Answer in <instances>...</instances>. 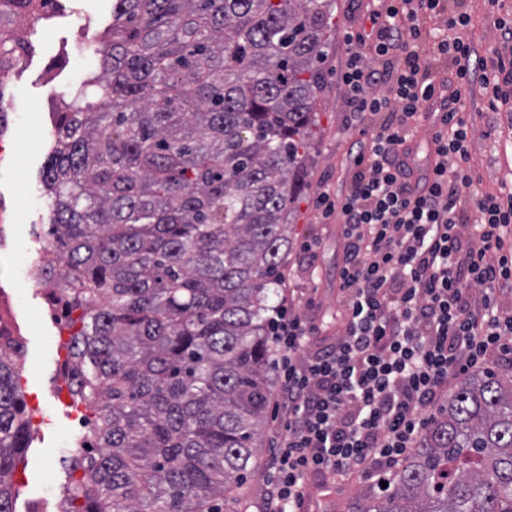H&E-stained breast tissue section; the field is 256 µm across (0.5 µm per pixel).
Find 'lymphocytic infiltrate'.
<instances>
[{"mask_svg":"<svg viewBox=\"0 0 512 512\" xmlns=\"http://www.w3.org/2000/svg\"><path fill=\"white\" fill-rule=\"evenodd\" d=\"M440 0H388L371 18L375 41L346 33L341 73L351 120L365 139L347 193L318 199L339 214L345 239L339 288L345 329L318 345V327L281 309L272 335L279 351L276 407L283 436L263 481L269 512H304L311 477L358 472L388 481L426 430L443 392L459 377L512 363V192L474 189L465 168L469 126L465 96L480 83L489 105L512 98V58H475L461 35L471 16L444 22L451 37L425 50L422 19ZM400 51L397 68L380 71L367 52ZM455 71L448 93L434 92V61ZM386 95H378V86ZM439 99L434 161L424 174L408 144L424 103ZM385 112L380 126L367 117Z\"/></svg>","mask_w":512,"mask_h":512,"instance_id":"1","label":"lymphocytic infiltrate"}]
</instances>
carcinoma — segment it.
Returning a JSON list of instances; mask_svg holds the SVG:
<instances>
[{"instance_id": "1", "label": "carcinoma", "mask_w": 512, "mask_h": 512, "mask_svg": "<svg viewBox=\"0 0 512 512\" xmlns=\"http://www.w3.org/2000/svg\"><path fill=\"white\" fill-rule=\"evenodd\" d=\"M333 32L331 0H112L103 76L58 113L30 270L93 411L59 512H214L258 472ZM23 358L0 327V512L29 444ZM371 512H512V376L462 377Z\"/></svg>"}]
</instances>
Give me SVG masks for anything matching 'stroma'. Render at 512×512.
Here are the masks:
<instances>
[{
	"instance_id": "obj_1",
	"label": "stroma",
	"mask_w": 512,
	"mask_h": 512,
	"mask_svg": "<svg viewBox=\"0 0 512 512\" xmlns=\"http://www.w3.org/2000/svg\"><path fill=\"white\" fill-rule=\"evenodd\" d=\"M444 12L425 18L427 35H436L446 14L465 9L471 23L465 31L475 53L494 58L504 50L500 19H512V0H442ZM336 35L321 64L322 90L308 188L290 226L293 249L288 256L284 302L319 328L326 343L342 334L345 304L338 288V270L344 255L339 216L323 219L317 204L321 192L340 194L349 188L355 171L353 158L363 139L350 124L346 93L339 73L348 56L344 35L369 27L380 0H333ZM112 23V0H65L63 9L45 15L35 25L8 32L22 41L26 63L0 93L23 97L0 134V308L25 349L20 371V393L30 421L31 446L22 455L14 475L20 492L14 512H58L61 491L70 471L61 457L79 446L84 420L92 412L84 404H50L48 387L57 379L67 357L69 330L59 311L48 305L46 289L28 271L48 241L49 200L41 178L56 141V113L61 93L78 90L101 74L100 54L83 45L84 36L103 37ZM465 118L471 127L466 165L480 178L479 188L497 193L512 187V103L493 112L481 88L467 101ZM316 241L313 254L302 245ZM359 475L338 481L330 476L309 482L311 512H352L366 492Z\"/></svg>"
}]
</instances>
